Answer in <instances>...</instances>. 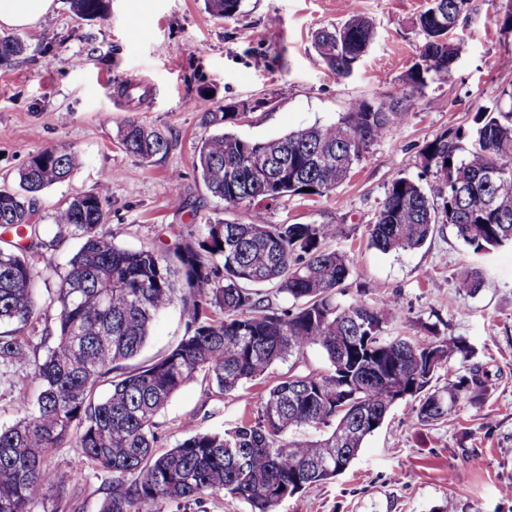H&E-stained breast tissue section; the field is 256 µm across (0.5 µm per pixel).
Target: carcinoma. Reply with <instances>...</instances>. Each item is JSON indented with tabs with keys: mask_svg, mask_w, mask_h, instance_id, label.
Instances as JSON below:
<instances>
[{
	"mask_svg": "<svg viewBox=\"0 0 512 512\" xmlns=\"http://www.w3.org/2000/svg\"><path fill=\"white\" fill-rule=\"evenodd\" d=\"M218 18L239 13L242 0H204ZM469 0H429L416 19L424 37L419 61L409 69V91L400 99L382 96L337 122L266 141L232 133L201 141L195 169L206 190L227 208L248 205L247 224H200L197 231L158 250H129L106 229L107 183L95 193L72 197L55 223L81 241L57 272L51 302L59 309L53 329L39 344L45 359L35 364V399L19 398L18 418L0 426V512H33L39 499L66 500L79 512V476L46 464L52 448L71 443L94 469L111 474L100 512H155L163 502L199 504L227 493L251 512H274L300 491L343 473L365 440L395 406L391 394L413 400L415 419L428 423L456 407L478 405L498 373L474 366L468 373L432 385L437 370L454 355L468 356L465 340L435 336L419 343L389 336L390 302H342L353 260L329 246L342 235L339 224H267L260 210L281 199L330 195L349 176L369 147L403 123L414 93L428 76H448L458 55L449 41ZM80 17L101 18L107 0H71ZM376 32L371 20L352 10L340 25L324 27L315 48L328 68L351 73ZM23 51L20 38L0 37V62ZM468 143L445 132L426 145L424 168L436 184L428 195L412 178L392 175L369 226V245L387 254L423 246L448 215L456 237L477 256L512 246V91L476 112ZM129 152L148 160L166 152L156 129L129 120L118 130ZM451 164H446V161ZM82 163L75 151L46 149L18 172V189H0V228L19 241H0V364L29 360L40 308V283L26 258L41 240L33 222L36 195L61 182ZM480 273H461L457 288L469 295L482 288ZM286 295L293 307L274 306ZM181 304L186 330L166 352L129 371L121 362L139 355L157 317ZM318 347L323 370L288 371L265 387L256 417L221 433L195 429L175 446L159 450L156 416L187 383L203 377L221 392L254 380L274 364ZM108 381L105 396L97 395ZM350 397L351 412L338 405ZM313 428L320 437L300 436ZM347 449L337 470L336 449Z\"/></svg>",
	"mask_w": 512,
	"mask_h": 512,
	"instance_id": "cac0c4a2",
	"label": "carcinoma"
}]
</instances>
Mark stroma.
<instances>
[{"mask_svg": "<svg viewBox=\"0 0 512 512\" xmlns=\"http://www.w3.org/2000/svg\"><path fill=\"white\" fill-rule=\"evenodd\" d=\"M57 2L53 14L20 31L25 52L0 65V188H17L19 170L43 150H75L84 160L37 199L34 219L46 232L27 259L48 292L78 247L59 233L54 214L101 182L109 184L107 229L128 249L172 244L209 221L248 222L250 208L225 207L194 168L202 140L218 130L214 111L247 103L230 132L266 140L337 122L383 94L401 97L423 45L415 18L428 0H356L377 36L346 77L322 61L314 34L344 22L347 0H243L231 19L212 17L204 0H109L107 16L95 20L76 17L69 0ZM510 5L470 0L453 34L459 54L450 76L416 92L405 121L372 145L333 193L288 196L263 211L269 224L344 225L332 246L352 256L355 269L340 300L389 299L396 304L394 333L466 340L470 355L438 369L434 386L476 364L502 376L481 408L463 406L430 423L412 422L410 404L398 403L346 471L283 500L276 512H435L450 500L457 512H512V495L503 492L512 486V247L476 257L445 224L414 250L384 254L368 245V226L393 173L432 191L422 163L426 144L447 130L470 132L478 108L512 88V69L501 65L512 57V34L500 29ZM132 119L159 130L167 152L148 160L129 153L117 132ZM467 266L483 272L478 294L457 287ZM48 292L39 299L43 328L59 317ZM184 331L180 307L168 309L152 328L144 358L175 345ZM44 353L35 347L28 362L0 369V425L15 421L20 396L36 394L34 363ZM261 387L247 381L225 394L198 380L186 384L156 418L161 446H174L194 424L221 432L255 415ZM46 461L79 473L81 512H99L109 473L89 468L67 445Z\"/></svg>", "mask_w": 512, "mask_h": 512, "instance_id": "1", "label": "stroma"}]
</instances>
